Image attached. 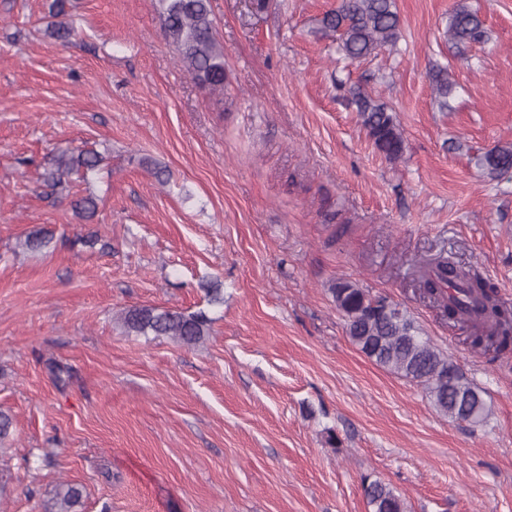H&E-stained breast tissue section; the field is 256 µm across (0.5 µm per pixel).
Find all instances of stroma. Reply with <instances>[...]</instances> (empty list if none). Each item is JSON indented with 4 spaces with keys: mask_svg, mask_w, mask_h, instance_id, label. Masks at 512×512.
<instances>
[{
    "mask_svg": "<svg viewBox=\"0 0 512 512\" xmlns=\"http://www.w3.org/2000/svg\"><path fill=\"white\" fill-rule=\"evenodd\" d=\"M51 2L0 0V512H44L62 481L81 512H370L367 477L406 512H512V355L474 351L417 291L444 253L512 307V173L473 158L512 145V0H467L491 38L465 64L445 37L458 0H396L395 51L354 64L317 31L339 0H210L219 97L178 65L155 0H71L66 46ZM357 87L393 109L400 159L348 105ZM61 148L103 161L58 202L40 175ZM87 195L89 221L70 206ZM39 228L49 253L22 250ZM342 279L407 311L482 390L483 425L350 342ZM132 306L207 309L211 334L126 335ZM432 88L441 109L448 107V98L453 93V84L448 80L447 68H437L431 74Z\"/></svg>",
    "mask_w": 512,
    "mask_h": 512,
    "instance_id": "35a3bbf8",
    "label": "stroma"
}]
</instances>
